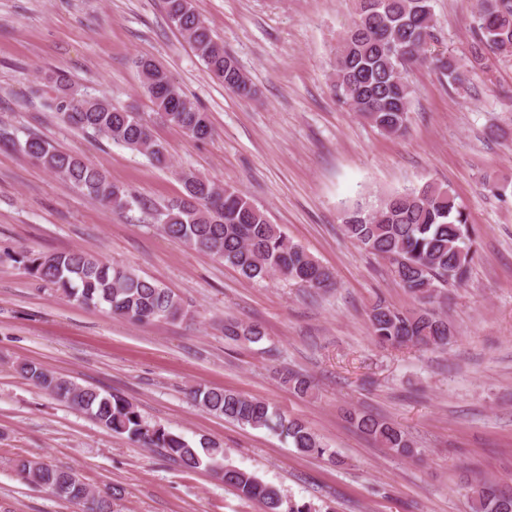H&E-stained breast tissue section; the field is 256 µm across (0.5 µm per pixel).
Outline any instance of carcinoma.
Instances as JSON below:
<instances>
[{
  "label": "carcinoma",
  "instance_id": "obj_1",
  "mask_svg": "<svg viewBox=\"0 0 512 512\" xmlns=\"http://www.w3.org/2000/svg\"><path fill=\"white\" fill-rule=\"evenodd\" d=\"M164 3L168 20L188 39L210 78L240 97L252 96L250 79L212 35L193 0ZM352 11L353 23L330 58L331 91L337 102L350 106L382 134L400 136L407 129L414 93L407 72L412 66L427 65L449 85L465 88L466 64L461 59L451 53L427 54V46L436 40L434 0H352ZM475 24L479 49H512V0H479ZM136 64L154 105L152 118L132 106L114 105L106 94H90L56 71L42 77L53 91L45 106L64 124L143 153L159 165L167 164L168 152L154 135V119L199 141L212 137L209 114L158 63L140 58ZM0 143L39 161L50 173L106 207L125 211L144 205L100 166L36 135L21 141L0 129ZM179 177L182 196L151 210L153 223L168 237L233 267L248 282L277 276L310 292L334 285V273L288 239L239 189L192 170L181 171ZM343 231L361 249L386 260L394 280L420 304L401 311L377 301L369 315L372 336L392 346L428 349L448 345L455 331L429 304L448 286L466 281L478 238L457 196L435 183L395 191L374 205L346 211ZM19 262L31 276L54 285L62 296L86 306L105 305L113 315L133 323L184 315L181 299L157 280L83 250H28L20 254ZM224 336L256 343L265 333L258 324L226 321ZM15 370L40 390L86 412L101 427L126 434L144 448L161 449L185 470L208 467L242 498L257 502L261 512H314L311 504L296 501L256 474L224 464V448L216 441L204 439L196 446L162 425L148 423L123 397L81 386L40 363L21 360ZM280 380L302 397L315 395V386L304 375L284 370ZM192 398L210 414L290 439L300 454L326 455L339 462L304 421L265 399L206 386L194 389ZM349 418L380 447L401 457L417 453L398 424L365 412L351 413ZM18 469L29 483L70 503L73 512H112V493L92 491L72 470L32 459L20 460ZM470 509L512 512V495L497 483L484 481L472 490Z\"/></svg>",
  "mask_w": 512,
  "mask_h": 512
}]
</instances>
